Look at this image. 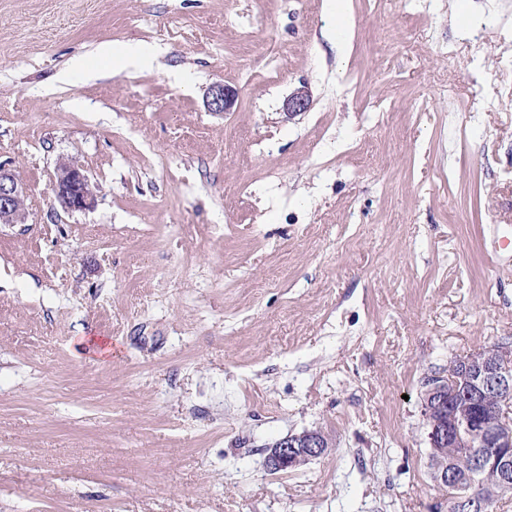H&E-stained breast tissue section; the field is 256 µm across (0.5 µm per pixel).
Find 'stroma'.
I'll return each instance as SVG.
<instances>
[{"label": "stroma", "instance_id": "stroma-1", "mask_svg": "<svg viewBox=\"0 0 512 512\" xmlns=\"http://www.w3.org/2000/svg\"><path fill=\"white\" fill-rule=\"evenodd\" d=\"M233 11L0 0V512H448L424 384L512 343V0ZM306 428L331 451L267 472ZM157 51L156 48L140 44H127L119 51H115V53L110 46H104L100 49V55L103 57H113L115 54L121 68L137 69L152 62ZM237 92L223 84L212 86L207 100L209 112H228L235 103ZM52 190L55 201L66 212L86 211L95 204L94 187L82 166L72 159L57 162ZM26 190L12 169L0 164V224L26 223Z\"/></svg>", "mask_w": 512, "mask_h": 512}]
</instances>
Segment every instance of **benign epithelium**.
<instances>
[{
    "label": "benign epithelium",
    "mask_w": 512,
    "mask_h": 512,
    "mask_svg": "<svg viewBox=\"0 0 512 512\" xmlns=\"http://www.w3.org/2000/svg\"><path fill=\"white\" fill-rule=\"evenodd\" d=\"M237 92L223 84L212 86L207 100L211 112L224 113L235 103ZM310 95L302 86L283 105L287 116L308 111ZM55 201L66 212L91 209L96 193L76 161L60 159L53 180ZM26 190L12 169L0 164V224L26 223ZM492 411H487V402ZM423 409L429 428L430 453L453 444L476 446L477 469L494 473L504 489L512 487V353L494 346L478 349L448 365V374L435 375L426 384ZM333 447L322 430L290 433L266 449L265 465L271 472L296 470L323 456ZM453 504L457 512H485V502L467 487H458Z\"/></svg>",
    "instance_id": "1"
}]
</instances>
